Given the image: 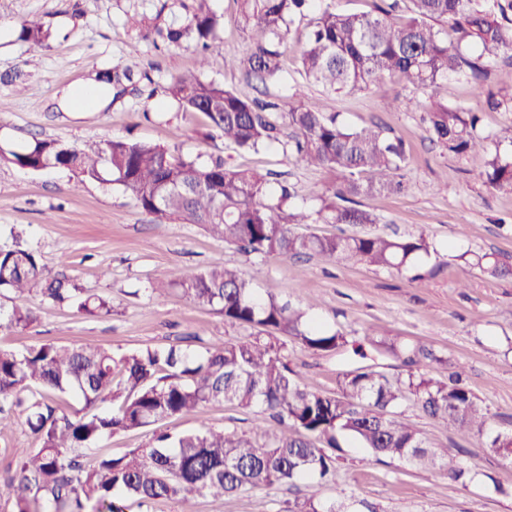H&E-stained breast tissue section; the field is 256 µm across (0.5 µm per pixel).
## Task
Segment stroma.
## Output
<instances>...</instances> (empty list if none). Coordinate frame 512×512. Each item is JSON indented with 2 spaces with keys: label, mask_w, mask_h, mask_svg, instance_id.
<instances>
[{
  "label": "stroma",
  "mask_w": 512,
  "mask_h": 512,
  "mask_svg": "<svg viewBox=\"0 0 512 512\" xmlns=\"http://www.w3.org/2000/svg\"><path fill=\"white\" fill-rule=\"evenodd\" d=\"M208 5L223 19L220 70H201L192 43L170 45L157 34L158 28L185 22L199 0H0V148L17 150L38 138L93 151L108 140H133L203 160L219 156L226 167L250 168L270 183L292 184L299 204L310 210L314 193L330 194L339 185L336 173L306 167L279 145L256 151L227 145L204 114L183 111L166 91L173 78L193 75L270 102L299 87L308 107L338 114L353 128L380 126L410 145L404 191L380 193L363 204L377 218L375 231L421 234L435 245L436 254L425 261V282L411 281L406 271L350 268L317 255L301 260L247 255L200 225L158 221L118 184H81L69 170L37 172L0 161V245L33 251L53 271L112 301L111 315L89 318L36 291L19 297L1 290V306L31 308L36 320L25 329H0V347L20 352L42 342L92 344L118 358L185 342L201 350L246 337L248 329L225 323L215 309L193 304L178 290L161 297L152 289L158 270L175 277L231 265L261 293L297 306L318 299L319 318L363 344V356H328L287 341L284 360L309 389L336 394L340 373L363 364L392 380L404 377L397 361L365 344L372 333L397 336L431 345L446 358L436 376L448 377L463 365L467 384L489 408L490 431L512 430V275L491 277L466 260L470 254H490L512 266V194L484 183L482 156L455 155L431 140L417 106L425 91L388 78L370 90L331 94L305 80L299 59L309 17L295 18L291 26L280 78L261 83L239 69L237 60L263 40V33L244 27L237 0H208ZM34 16L50 33L46 48L37 53L18 39L22 22ZM133 45L142 71L135 89L101 108L63 111L62 90L91 74L111 73ZM432 93L479 113L482 134L512 122V112L489 109L484 95L465 79H445ZM403 412L431 447L462 449L474 479L460 484L348 443L336 486L320 489L321 498L342 494L374 505L376 512H512V461L488 452L481 438L442 429L412 404H404ZM9 415L12 424L0 433V480L12 474L15 457L35 445L24 416L15 409ZM165 427L173 433L210 427L258 440L276 433L260 408L228 403ZM308 492L305 486L297 491L278 486L221 502L200 496L194 510L288 512L289 502Z\"/></svg>",
  "instance_id": "35a3bbf8"
}]
</instances>
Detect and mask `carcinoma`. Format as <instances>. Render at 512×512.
I'll return each instance as SVG.
<instances>
[{"label": "carcinoma", "instance_id": "obj_1", "mask_svg": "<svg viewBox=\"0 0 512 512\" xmlns=\"http://www.w3.org/2000/svg\"><path fill=\"white\" fill-rule=\"evenodd\" d=\"M242 19L266 37L240 59L246 75L266 82L281 72V45L294 18L313 10L311 30L301 52L303 73L333 91L365 90L396 76L417 89H432L450 77L475 81L486 77L500 60H512V0H410L407 14L392 17L396 3L379 14L336 11L330 0H239ZM221 19L201 0L192 19L166 30L168 41L192 42L200 48L203 70L224 68L217 46ZM19 38L36 50L46 46L48 31L27 20ZM138 49L130 48L112 85L121 94L134 80ZM494 109L512 111V93L479 86ZM169 94L187 111L202 112L224 140L257 150L277 143L289 155L312 167L338 173L342 182L333 196H319L314 213L294 205L295 195L282 186L271 194L268 180L249 170H234L224 159L201 161L176 156L147 143L112 140L89 154L55 140L34 139L20 150L0 152V160L39 171L66 168L86 180L113 181L136 204L159 221L178 218L200 224L240 251L275 258L320 255L352 265L400 271L415 267L431 254L424 237L399 238L374 231L346 237L306 235L294 226L310 222L372 225L375 215L358 197L398 193L408 160L406 144L378 127L351 129L337 115L312 110L300 92L283 104L244 99L215 82L196 76L176 79ZM433 141L455 154L484 156V182L512 194V124L487 136L477 132L479 117L429 96L424 103ZM475 265L492 276L512 268L475 256ZM39 288L61 305L87 316L112 311V303L52 273L36 253L0 245V288L22 295ZM178 288L193 303L215 308L231 325L260 329L268 340L247 336L213 344L203 352L170 346L135 351L118 359L90 344L31 345L22 353L0 349V431L10 424L3 404L24 407L26 422L38 445L21 452L14 475L0 481V500L13 512H126L138 505L176 499L182 512H194L192 500L208 495L216 501L254 488L336 480L348 436L378 457L405 460L425 470H439L454 482L468 471L460 449L425 445L418 430L398 408L406 401L447 429L484 437L488 409L463 384V367L448 379L425 368L443 359L425 344L408 345L384 336L368 337L378 352L390 355L407 378L389 380L372 366L341 373L334 396L299 384L272 338H292L313 352L338 353L349 340L322 325L310 313L317 300L295 307L270 294L256 296L237 268L215 266L177 280L165 271L153 291ZM36 320L29 308L0 312V326L26 328ZM83 405L70 414L65 397ZM242 408L261 407L278 425L273 439L258 443L211 428L197 432L154 434L149 446L84 460L98 440L194 413L201 416L215 402ZM486 447L512 459V431L487 437ZM288 512H347L340 498L325 502L318 493L297 498Z\"/></svg>", "mask_w": 512, "mask_h": 512}]
</instances>
